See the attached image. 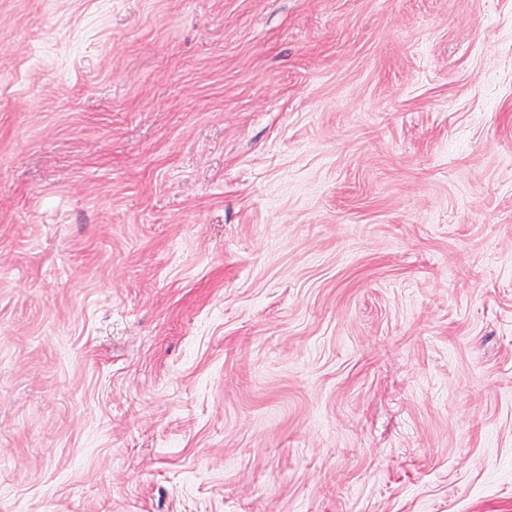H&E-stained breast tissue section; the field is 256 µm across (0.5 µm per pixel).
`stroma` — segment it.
<instances>
[{
  "label": "stroma",
  "mask_w": 512,
  "mask_h": 512,
  "mask_svg": "<svg viewBox=\"0 0 512 512\" xmlns=\"http://www.w3.org/2000/svg\"><path fill=\"white\" fill-rule=\"evenodd\" d=\"M0 512H512V0H0Z\"/></svg>",
  "instance_id": "obj_1"
}]
</instances>
